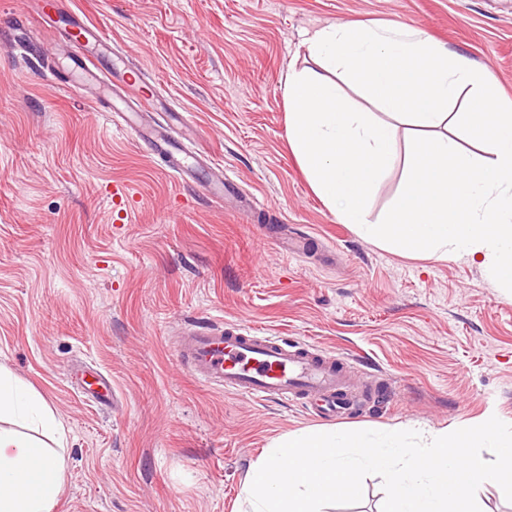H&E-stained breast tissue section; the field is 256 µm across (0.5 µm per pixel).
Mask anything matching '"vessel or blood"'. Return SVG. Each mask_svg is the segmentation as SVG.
Masks as SVG:
<instances>
[{
	"instance_id": "obj_1",
	"label": "vessel or blood",
	"mask_w": 512,
	"mask_h": 512,
	"mask_svg": "<svg viewBox=\"0 0 512 512\" xmlns=\"http://www.w3.org/2000/svg\"><path fill=\"white\" fill-rule=\"evenodd\" d=\"M36 7L43 21L58 31L60 54L70 71L83 75L84 90L94 102L120 116L124 127L162 155L182 180L203 181L215 197L232 188L223 168L188 161L173 134L174 128L185 125L184 113H169L163 125L144 123L143 112L156 104L154 92L140 70L113 55L110 40L98 28L63 12L59 0H36ZM177 347L190 373L207 386L255 400H303L319 416L336 413L348 403L355 376L349 360L315 344L264 336L241 324L189 330ZM76 377L79 391L95 403L114 399L110 380L100 373L80 367Z\"/></svg>"
}]
</instances>
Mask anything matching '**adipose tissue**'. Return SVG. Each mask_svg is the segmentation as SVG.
<instances>
[{"label":"adipose tissue","mask_w":512,"mask_h":512,"mask_svg":"<svg viewBox=\"0 0 512 512\" xmlns=\"http://www.w3.org/2000/svg\"><path fill=\"white\" fill-rule=\"evenodd\" d=\"M318 69L289 70L288 143L314 193L341 223L394 250L478 262L512 288V100L470 59L398 24L337 23L305 39ZM359 85L385 120L347 107L333 74ZM413 129L394 148L397 122ZM462 122L464 147L444 129ZM390 209L369 201L395 165ZM67 437L46 399L0 370V512H54Z\"/></svg>","instance_id":"ef3b65f1"}]
</instances>
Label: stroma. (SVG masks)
<instances>
[{
	"label": "stroma",
	"instance_id": "35a3bbf8",
	"mask_svg": "<svg viewBox=\"0 0 512 512\" xmlns=\"http://www.w3.org/2000/svg\"><path fill=\"white\" fill-rule=\"evenodd\" d=\"M186 113L217 198L167 170L76 81L32 0H0V368L41 392L68 436L55 512H239L247 471L305 405L197 381L186 328L241 323L356 359L376 392L350 425L512 423V289L467 258H415L358 236L314 194L287 137L305 32L397 22L488 67L512 98V0H62ZM124 184V207L112 203ZM310 236L304 255L283 235ZM107 374L104 409L67 377Z\"/></svg>",
	"mask_w": 512,
	"mask_h": 512
}]
</instances>
